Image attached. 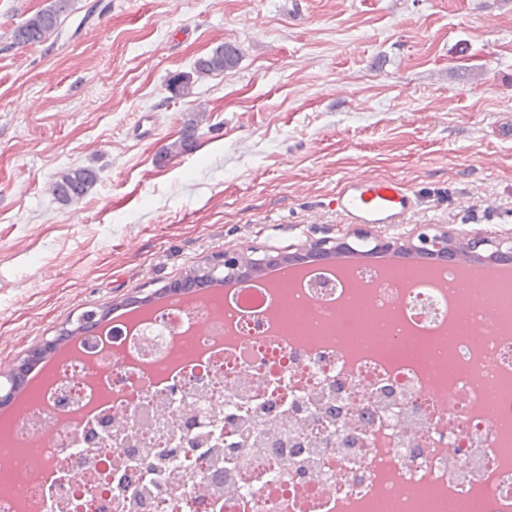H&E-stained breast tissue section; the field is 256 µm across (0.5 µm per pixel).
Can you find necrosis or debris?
<instances>
[{
  "label": "necrosis or debris",
  "instance_id": "4bbe7bcc",
  "mask_svg": "<svg viewBox=\"0 0 512 512\" xmlns=\"http://www.w3.org/2000/svg\"><path fill=\"white\" fill-rule=\"evenodd\" d=\"M500 290L473 286L454 334L427 281L361 267L315 270L303 287L255 282L136 322L115 321L37 380L0 422V512H512V328L490 314ZM354 425L317 421L331 447L292 455L271 426L237 441L226 472L183 423L221 407L251 417L333 384Z\"/></svg>",
  "mask_w": 512,
  "mask_h": 512
}]
</instances>
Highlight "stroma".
Segmentation results:
<instances>
[{"instance_id":"1","label":"stroma","mask_w":512,"mask_h":512,"mask_svg":"<svg viewBox=\"0 0 512 512\" xmlns=\"http://www.w3.org/2000/svg\"><path fill=\"white\" fill-rule=\"evenodd\" d=\"M49 2L0 0V373L224 249L352 232L353 177L418 198L372 233L512 236V0H71L14 44ZM222 42L236 69L175 95ZM189 120L196 148L164 155ZM75 167L98 180L59 202ZM70 0H52L26 22L14 29L12 38L18 45H38L58 28L60 16L69 8ZM97 172L89 167H79L63 174L52 184L51 191L63 203L81 199L97 182Z\"/></svg>"}]
</instances>
